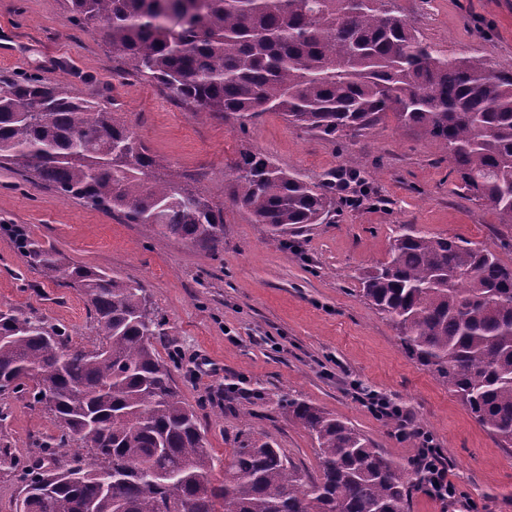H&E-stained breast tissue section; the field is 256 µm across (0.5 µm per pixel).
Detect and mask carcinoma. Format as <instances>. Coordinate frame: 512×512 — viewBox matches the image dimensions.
<instances>
[{
	"label": "carcinoma",
	"mask_w": 512,
	"mask_h": 512,
	"mask_svg": "<svg viewBox=\"0 0 512 512\" xmlns=\"http://www.w3.org/2000/svg\"><path fill=\"white\" fill-rule=\"evenodd\" d=\"M71 19L104 23L127 72L164 84L198 113L248 120L279 112L328 140L392 116L442 147L462 188L512 227V67L450 58L385 0H67ZM0 158L64 196L215 253L224 217L173 178L112 112L38 77L0 79ZM233 201L273 241L321 224L336 182H312L246 151ZM29 265L84 298L100 341L79 346L31 310L0 309V396L52 417L57 434L27 456L0 446V478L22 512H409L415 469L352 423L300 395L282 410L316 442L310 478L264 434L240 431L224 480L195 410L178 395L166 321L145 288L69 262L27 237ZM363 297L412 359L448 385L502 448H512V263L412 224L389 259L360 277ZM54 481L30 488L29 476Z\"/></svg>",
	"instance_id": "cac0c4a2"
}]
</instances>
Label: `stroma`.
<instances>
[{
	"label": "stroma",
	"instance_id": "1",
	"mask_svg": "<svg viewBox=\"0 0 512 512\" xmlns=\"http://www.w3.org/2000/svg\"><path fill=\"white\" fill-rule=\"evenodd\" d=\"M427 43L451 57L477 54L512 65V0H389ZM15 57L0 56V75L37 76L108 107L160 162L224 214V248L212 254L164 237L152 224H129L116 213L65 197L31 176L0 166V307L34 309L65 326L75 343L99 338L86 304L61 278L31 267L9 234L32 239L68 260L142 283L165 317L175 351L176 386L201 418L224 474V450L239 430L273 438L291 460L316 475L314 442L281 411L239 416L254 392L267 398L302 394L351 422L394 460L408 464L412 442L376 419L352 383L388 396L411 411L448 457V474L472 512H512V448L499 447L447 385L402 348L389 322L361 296L362 270L385 262L399 224L443 237H462L496 251L507 263L512 239L490 209L472 201L447 156L419 133L393 121L361 136L332 142L266 112L246 124L203 116L175 102L154 80L126 73L101 24L77 25L67 0H0V39ZM260 152L317 181L336 177V205L326 223L309 224L275 245L265 225L232 201V167L241 153ZM356 156L359 176L346 161ZM239 383L233 394L225 385ZM8 418L0 443L28 454L55 434L51 415L21 397H0Z\"/></svg>",
	"mask_w": 512,
	"mask_h": 512
}]
</instances>
